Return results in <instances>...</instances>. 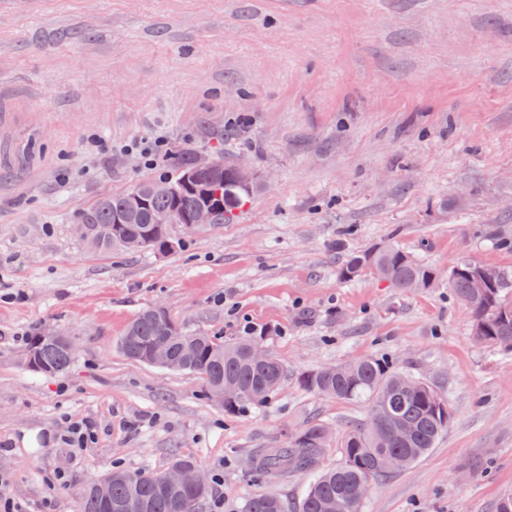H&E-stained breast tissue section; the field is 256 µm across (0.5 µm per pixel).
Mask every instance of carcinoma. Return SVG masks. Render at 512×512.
Returning a JSON list of instances; mask_svg holds the SVG:
<instances>
[{"instance_id": "1", "label": "carcinoma", "mask_w": 512, "mask_h": 512, "mask_svg": "<svg viewBox=\"0 0 512 512\" xmlns=\"http://www.w3.org/2000/svg\"><path fill=\"white\" fill-rule=\"evenodd\" d=\"M191 161L189 156L174 155L170 158L171 175L100 198L81 217L86 245L103 253L124 251V239L137 237L141 249L167 253L174 248L171 225L154 223L156 213L166 212L174 223L187 228L192 213L203 205L215 208L216 223L230 219L248 194L234 185L228 163L218 174L200 177L206 183L215 177L224 181L219 197H209L196 186L174 195L163 191L190 171ZM476 267L477 262L467 257L455 262L449 272L454 293L470 311L474 325L483 327L478 341L512 345V302L505 298L512 281L505 278L499 286L478 288L473 276ZM365 272L404 291L427 288L436 280L433 267L391 245L349 255L340 276L351 281ZM66 342L65 335L36 333L28 338L22 362L28 364L32 356L39 365L36 372H63L73 360ZM260 342L262 339L252 334L220 342L204 332L189 333L169 314L148 308L132 320L118 348L127 359L147 365L152 364L155 348H167L174 359L172 370L201 379L206 396L213 401L220 398L224 387H236L239 396L222 404L224 411L234 414L267 403L287 377L285 366L274 355L265 364L250 359L249 347ZM403 378L391 361L377 356L304 375V388L338 401L361 403L368 408L367 418L343 435L342 459L336 467H320L330 447L331 431L327 425L315 423L287 435L276 448L256 451L250 477L268 482L293 470L307 472L311 480L299 512H363L356 487L385 480L420 460L434 447L451 418L447 399L432 386L420 380L408 389ZM163 476L162 471L114 470L107 475L109 498L100 497L91 482L80 494L79 512H126L124 505L129 501L140 503L139 512H196L209 488H171ZM243 512H287V507L280 497L260 493L246 500Z\"/></svg>"}]
</instances>
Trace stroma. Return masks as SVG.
<instances>
[{"label":"stroma","mask_w":512,"mask_h":512,"mask_svg":"<svg viewBox=\"0 0 512 512\" xmlns=\"http://www.w3.org/2000/svg\"><path fill=\"white\" fill-rule=\"evenodd\" d=\"M159 136L246 163L260 190L230 222L173 225L167 254L90 250L82 214L155 175L121 145ZM389 244L438 279L340 278ZM463 256L512 276V0H0V495L19 512H78L86 483L176 457L208 475L198 512L264 492L298 506L308 475L250 480L251 455L361 420L299 377L366 355L453 418L363 512H495L512 349L477 341L448 278ZM157 305L221 341L262 331L288 370L275 398L229 415L199 379L127 359L119 337ZM48 331L77 346L65 373L20 360ZM77 420L97 432L81 449L63 442Z\"/></svg>","instance_id":"1"}]
</instances>
